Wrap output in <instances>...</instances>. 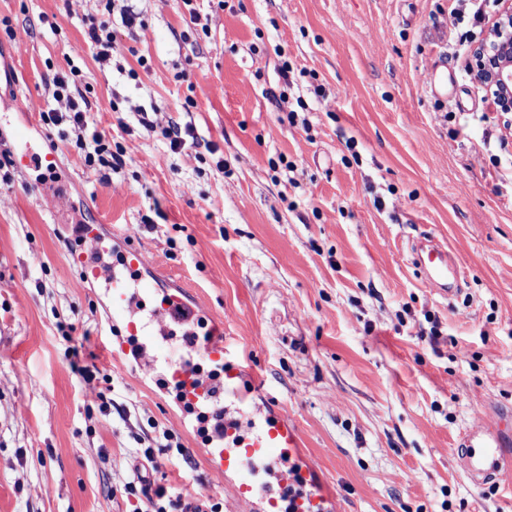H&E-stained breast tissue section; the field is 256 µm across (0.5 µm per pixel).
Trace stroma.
<instances>
[{
  "label": "stroma",
  "mask_w": 512,
  "mask_h": 512,
  "mask_svg": "<svg viewBox=\"0 0 512 512\" xmlns=\"http://www.w3.org/2000/svg\"><path fill=\"white\" fill-rule=\"evenodd\" d=\"M127 3L136 23L102 64L84 46L96 0H0V100L36 116L65 178L34 183L0 112V512H141L120 486L137 472L243 512L151 376L116 362L82 378L109 327L62 221L127 236L162 287L223 312L335 512H512L457 448L478 416L512 423V127L468 69L499 0H469L453 32L452 0ZM73 67L124 154L108 187L40 118ZM140 107L197 147L171 154ZM429 236L461 271L454 298L412 261ZM165 430L190 455L147 467L138 443Z\"/></svg>",
  "instance_id": "35a3bbf8"
}]
</instances>
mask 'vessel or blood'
Wrapping results in <instances>:
<instances>
[{"mask_svg":"<svg viewBox=\"0 0 512 512\" xmlns=\"http://www.w3.org/2000/svg\"><path fill=\"white\" fill-rule=\"evenodd\" d=\"M71 233L86 279L102 289L108 299V317L113 326L124 330L118 347H103L106 360L125 363L135 371L155 368L173 325L192 327L198 320H205L207 332L196 341L194 351L197 359L218 369V379L205 377L193 387H186L190 368L180 364L171 366L168 385L181 405L223 398L224 414L216 421L218 430L200 450L208 470L230 480L236 499L251 506L253 512H279L280 498L287 496L289 487L297 482H311L313 470L299 465L300 437L287 414L252 402V395L263 383L251 367L230 360L223 313L190 304L178 289L173 292L176 305L147 310V301L157 290L152 281L139 277L138 271L149 260L128 244L122 250V264L135 274L134 287L114 293L112 284L117 272L114 264L104 259L101 233L89 232L84 224L72 225ZM414 262L428 287L442 296H453L460 270L437 240H421L414 249ZM503 445V428L498 422L481 420L461 433L460 466L471 483L499 481Z\"/></svg>","mask_w":512,"mask_h":512,"instance_id":"obj_1","label":"vessel or blood"}]
</instances>
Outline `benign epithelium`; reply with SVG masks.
Masks as SVG:
<instances>
[{"label": "benign epithelium", "mask_w": 512, "mask_h": 512, "mask_svg": "<svg viewBox=\"0 0 512 512\" xmlns=\"http://www.w3.org/2000/svg\"><path fill=\"white\" fill-rule=\"evenodd\" d=\"M470 71L496 111L512 112V5L497 15L489 36L474 50Z\"/></svg>", "instance_id": "1"}]
</instances>
